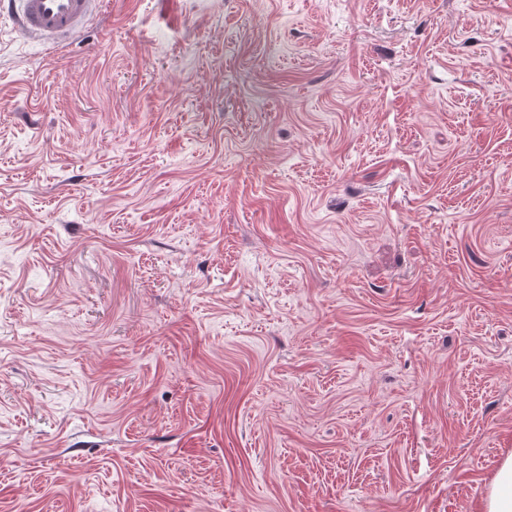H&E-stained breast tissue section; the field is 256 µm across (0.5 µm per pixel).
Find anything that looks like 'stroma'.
Masks as SVG:
<instances>
[{"mask_svg": "<svg viewBox=\"0 0 512 512\" xmlns=\"http://www.w3.org/2000/svg\"><path fill=\"white\" fill-rule=\"evenodd\" d=\"M512 454V0L0 14V512H484ZM102 0H5L1 9L17 16L32 38L54 47L77 36Z\"/></svg>", "mask_w": 512, "mask_h": 512, "instance_id": "obj_1", "label": "stroma"}]
</instances>
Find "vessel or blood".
<instances>
[{"mask_svg":"<svg viewBox=\"0 0 512 512\" xmlns=\"http://www.w3.org/2000/svg\"><path fill=\"white\" fill-rule=\"evenodd\" d=\"M102 0H0L32 38L48 46L77 36Z\"/></svg>","mask_w":512,"mask_h":512,"instance_id":"1","label":"vessel or blood"}]
</instances>
